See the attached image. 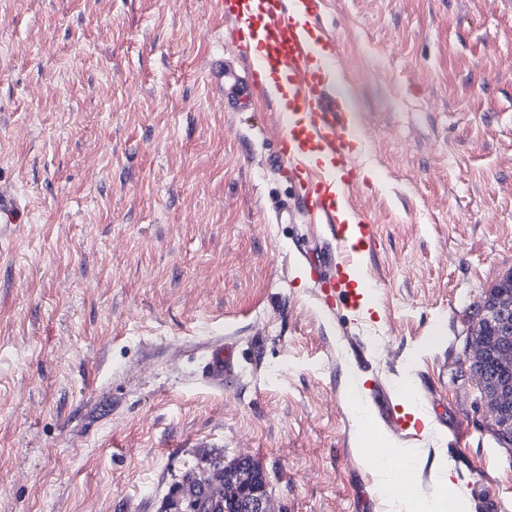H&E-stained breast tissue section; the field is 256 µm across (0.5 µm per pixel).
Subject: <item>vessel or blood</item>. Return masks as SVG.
<instances>
[{"mask_svg":"<svg viewBox=\"0 0 512 512\" xmlns=\"http://www.w3.org/2000/svg\"><path fill=\"white\" fill-rule=\"evenodd\" d=\"M324 0H218L219 12L232 28L238 53L212 57L206 77L225 111L244 112L267 89L271 75H279L288 108L282 111L283 133L278 137L277 162L287 168L298 186L297 207L311 220L325 224L334 241L324 257L332 288L350 284L357 264L347 245L349 225L338 218L340 199L349 193L355 158L350 114L333 91L338 67L336 50L317 51L311 38L318 28ZM264 52L251 54L253 42ZM28 208L18 190L0 181V223L23 224ZM202 373L207 382L220 387L234 375V362L223 344L211 347ZM223 484L212 479L197 486L183 480L172 487L174 501L219 496Z\"/></svg>","mask_w":512,"mask_h":512,"instance_id":"b4317fda","label":"vessel or blood"}]
</instances>
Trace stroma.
I'll use <instances>...</instances> for the list:
<instances>
[{"instance_id":"1","label":"stroma","mask_w":512,"mask_h":512,"mask_svg":"<svg viewBox=\"0 0 512 512\" xmlns=\"http://www.w3.org/2000/svg\"><path fill=\"white\" fill-rule=\"evenodd\" d=\"M322 26L349 208L377 230L366 318L323 286L321 225L276 219L278 113L224 111L205 80L215 0H0V179L29 207L0 242V512H158L215 452L260 461L272 512H396L355 378L385 439L378 387L426 438L413 495L446 460L469 506L512 512L464 342L512 271V0H325ZM218 337L221 390L201 366Z\"/></svg>"}]
</instances>
